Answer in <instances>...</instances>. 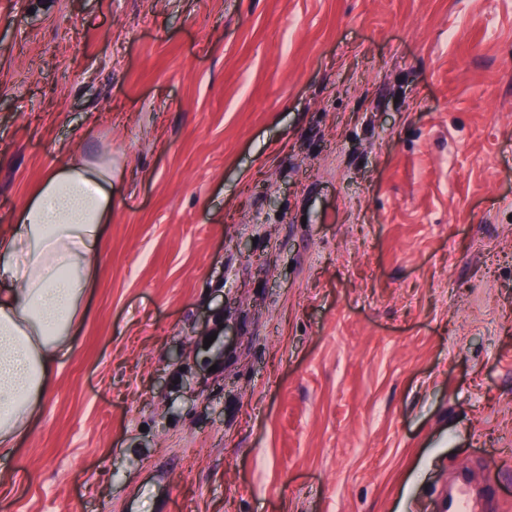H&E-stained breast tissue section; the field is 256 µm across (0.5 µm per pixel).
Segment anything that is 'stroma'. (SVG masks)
Returning a JSON list of instances; mask_svg holds the SVG:
<instances>
[{
    "label": "stroma",
    "mask_w": 512,
    "mask_h": 512,
    "mask_svg": "<svg viewBox=\"0 0 512 512\" xmlns=\"http://www.w3.org/2000/svg\"><path fill=\"white\" fill-rule=\"evenodd\" d=\"M104 149L0 512H512V0H0V227Z\"/></svg>",
    "instance_id": "35a3bbf8"
}]
</instances>
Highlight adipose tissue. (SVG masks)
Wrapping results in <instances>:
<instances>
[{
  "label": "adipose tissue",
  "mask_w": 512,
  "mask_h": 512,
  "mask_svg": "<svg viewBox=\"0 0 512 512\" xmlns=\"http://www.w3.org/2000/svg\"><path fill=\"white\" fill-rule=\"evenodd\" d=\"M112 221V154L49 169L0 229V472L51 394L99 276Z\"/></svg>",
  "instance_id": "ef3b65f1"
}]
</instances>
